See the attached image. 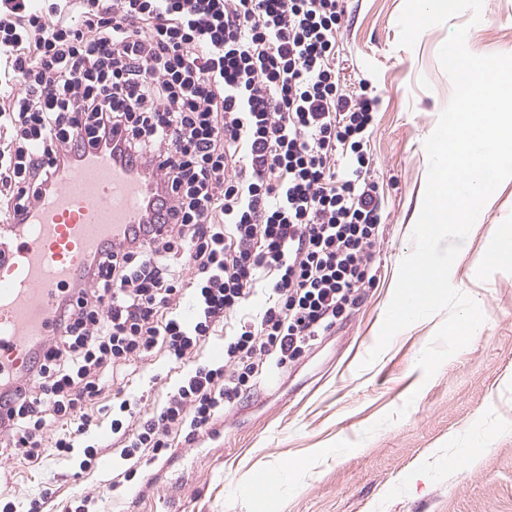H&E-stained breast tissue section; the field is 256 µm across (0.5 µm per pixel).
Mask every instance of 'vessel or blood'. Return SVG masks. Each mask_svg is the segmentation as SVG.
<instances>
[{
    "mask_svg": "<svg viewBox=\"0 0 512 512\" xmlns=\"http://www.w3.org/2000/svg\"><path fill=\"white\" fill-rule=\"evenodd\" d=\"M141 187L128 164L87 147L0 255V374L25 372L58 332L56 309L91 259L142 223Z\"/></svg>",
    "mask_w": 512,
    "mask_h": 512,
    "instance_id": "1",
    "label": "vessel or blood"
}]
</instances>
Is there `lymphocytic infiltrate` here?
<instances>
[{"label":"lymphocytic infiltrate","mask_w":512,"mask_h":512,"mask_svg":"<svg viewBox=\"0 0 512 512\" xmlns=\"http://www.w3.org/2000/svg\"><path fill=\"white\" fill-rule=\"evenodd\" d=\"M339 0H0V223L75 164L73 141L142 165L141 224L58 308L0 455L94 468L80 444L111 395L112 446L159 459L330 335L373 281L375 100L333 67ZM121 141H114V134ZM224 358L204 363L215 337ZM161 357L157 409L113 389Z\"/></svg>","instance_id":"f902f5d3"}]
</instances>
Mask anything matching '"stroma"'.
<instances>
[{"label": "stroma", "instance_id": "1", "mask_svg": "<svg viewBox=\"0 0 512 512\" xmlns=\"http://www.w3.org/2000/svg\"><path fill=\"white\" fill-rule=\"evenodd\" d=\"M336 70L346 91L365 84L376 99L368 151L378 183L381 235L374 280L347 318L269 385L245 397L217 427L220 437L141 462L113 484L118 452L103 449L90 472L66 461L33 468L0 459V484L46 512H512V265L478 264L490 225L512 246V179L482 208L451 272L485 320L468 346L432 378L416 366L444 322L439 312L398 333L370 366L399 265L414 249L433 133L453 87L438 52L459 26L481 54L512 52V0H483L471 12L425 29L400 46L405 0H342ZM287 472L288 487L257 483Z\"/></svg>", "mask_w": 512, "mask_h": 512}]
</instances>
